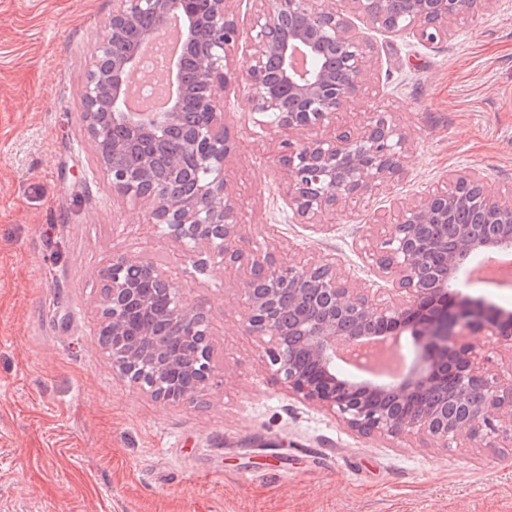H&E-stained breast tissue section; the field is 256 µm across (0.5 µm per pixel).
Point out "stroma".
Masks as SVG:
<instances>
[{"label":"stroma","instance_id":"1","mask_svg":"<svg viewBox=\"0 0 512 512\" xmlns=\"http://www.w3.org/2000/svg\"><path fill=\"white\" fill-rule=\"evenodd\" d=\"M112 0H0V512H512V447L363 437L284 388L246 333L244 271L200 270L116 192L81 132L80 90ZM372 78L353 120L389 112L410 138L406 173L315 234L286 209L274 139L229 95L227 161L245 261L289 251L336 257L381 291L369 226L392 199L418 198L472 168L512 187V0L448 40L367 29ZM166 269L207 311L212 388L152 399L118 377L96 301L113 257Z\"/></svg>","mask_w":512,"mask_h":512}]
</instances>
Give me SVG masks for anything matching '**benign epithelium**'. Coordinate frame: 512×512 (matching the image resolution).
Returning a JSON list of instances; mask_svg holds the SVG:
<instances>
[{"instance_id": "benign-epithelium-1", "label": "benign epithelium", "mask_w": 512, "mask_h": 512, "mask_svg": "<svg viewBox=\"0 0 512 512\" xmlns=\"http://www.w3.org/2000/svg\"><path fill=\"white\" fill-rule=\"evenodd\" d=\"M188 0H112L108 32L98 44L81 90V124L112 189L152 205L150 219L168 239L225 267L240 262L238 204L226 163L238 143L224 124L229 92L244 95L253 122L279 138L275 167L283 170L285 204L312 231L336 218L339 205L364 200L405 171L408 136L390 114L374 112L356 127L344 119L351 99L371 71L368 38L352 29L360 14L387 32L424 43L448 37L454 26L495 0H253L248 46L233 0H204L202 11L184 10L187 47L201 44L191 80L207 94L197 110L207 122L171 152L169 174L181 175L194 157L191 190L175 195L153 175L147 156L135 170L112 165L100 152L114 129L148 145L179 127L175 104L144 124L121 112L124 86L143 60L125 46L126 33L146 14L158 23ZM512 248V190L494 195L475 169L448 173V182L418 200L401 201L394 221L378 237L373 257L393 293L379 298L352 283L336 259L283 263L270 255L252 260L243 294L246 332L265 346L288 394L342 420L362 436L448 439L489 435L512 440V382L487 367L466 336L512 342V311L462 293L451 273L480 253ZM137 267L155 284L176 292L167 272L143 258L112 259L98 302L100 328L112 336V366L123 379L157 400L177 401L206 391L212 380L207 313L179 297L163 316L125 275ZM385 329L415 337L408 371L388 381L353 379L336 372V349L361 343ZM463 408L448 418V402Z\"/></svg>"}]
</instances>
